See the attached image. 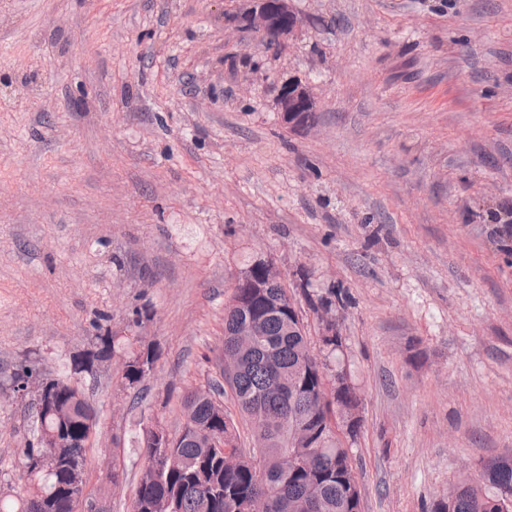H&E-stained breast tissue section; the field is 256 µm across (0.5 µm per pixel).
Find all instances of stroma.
<instances>
[{"label":"stroma","instance_id":"stroma-1","mask_svg":"<svg viewBox=\"0 0 512 512\" xmlns=\"http://www.w3.org/2000/svg\"><path fill=\"white\" fill-rule=\"evenodd\" d=\"M0 8V489L32 436L19 364L62 374L96 336L161 356L81 385L86 484L130 512L116 440L223 382L236 274L280 270L313 346L331 300L360 399L344 442L362 512H425L512 451V0H292L288 45L250 0H7ZM309 88L307 129L281 85ZM278 104L285 125L293 129L311 126V115L316 111V105L306 86L288 82L280 90ZM135 337L136 336H118L117 333L96 336L93 346L103 359L109 358L112 354V358L124 357L131 362V364L129 363L127 365V361L123 358L113 359L121 370L125 369L126 365L128 366L124 372H121L122 384L126 388L138 387L145 381L139 373V370L134 367L145 353L147 357H153L155 360L158 359V353L154 349L148 348L145 350L143 347L138 346ZM112 358L106 363L112 364ZM137 367L149 376L154 372L155 363L147 359H141Z\"/></svg>","mask_w":512,"mask_h":512}]
</instances>
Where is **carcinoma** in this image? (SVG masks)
<instances>
[{
  "mask_svg": "<svg viewBox=\"0 0 512 512\" xmlns=\"http://www.w3.org/2000/svg\"><path fill=\"white\" fill-rule=\"evenodd\" d=\"M234 300L224 313V346L232 344V334L247 320L260 321L261 336L237 349L240 370L228 385L241 415L249 416L250 407L258 406L267 416L265 447L243 453L224 405L191 391L184 397L182 430L167 448L177 465L164 469L153 481L138 484L131 512H155L164 498L176 502L177 512H241L258 489L257 461L263 463L268 481L277 489L272 512H310L303 504L312 489L319 493L318 512H358L351 459L332 423L336 394L325 389L320 393L327 398V416L307 422L301 419L315 405L324 377L343 370L336 341H326L320 357L308 362L310 341L304 326L290 314L291 298L280 281L268 282L264 288H237ZM94 348L103 359L124 357L131 362L121 373L127 388L144 382L134 367L142 356L158 358L154 349L139 346L135 337L116 333L95 337ZM76 374L72 366L70 374L52 377L60 396L67 400L81 393L72 383ZM94 415L87 401L75 404L65 427L78 443L88 440ZM303 422L313 431L312 447L293 448L290 427ZM227 449L242 454L235 468L224 467ZM49 452L32 440L20 449L28 487L14 496L0 497V512H33L36 501L44 505L42 512H73L68 470H34V458ZM431 512H512V455L491 460L477 478L456 482L448 488L447 500L436 502Z\"/></svg>",
  "mask_w": 512,
  "mask_h": 512,
  "instance_id": "1",
  "label": "carcinoma"
}]
</instances>
